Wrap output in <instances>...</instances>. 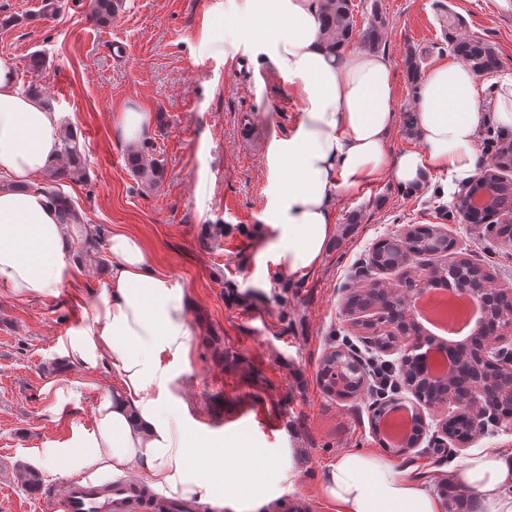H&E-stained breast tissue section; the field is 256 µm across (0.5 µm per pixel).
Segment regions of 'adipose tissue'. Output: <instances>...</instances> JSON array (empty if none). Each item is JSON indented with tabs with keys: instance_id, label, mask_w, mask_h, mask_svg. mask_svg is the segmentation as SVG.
Returning a JSON list of instances; mask_svg holds the SVG:
<instances>
[{
	"instance_id": "ef3b65f1",
	"label": "adipose tissue",
	"mask_w": 512,
	"mask_h": 512,
	"mask_svg": "<svg viewBox=\"0 0 512 512\" xmlns=\"http://www.w3.org/2000/svg\"><path fill=\"white\" fill-rule=\"evenodd\" d=\"M265 53L300 103L296 121L273 134L268 157L281 181L267 221L269 247L286 275L318 267L336 234L339 191L380 178L424 187L431 174L464 178L479 169V130L512 133V80L502 82L493 113L483 112L476 74L462 61L425 76L412 112L418 148L390 155L398 121L392 63L382 52L331 49L319 26V0H247ZM60 115L21 94L14 66L0 58V288L41 300L74 285L79 262L66 225L36 183L60 150ZM107 285L90 304L71 343L73 358L106 363L112 393L95 411V429L69 451L64 472L140 470L173 496H219V471L240 472L250 448L217 460L180 395L190 370L191 331L185 289L156 267L143 240L113 232ZM436 466L398 467L359 450L337 456L322 495L330 512H447V492L471 498L474 512H512V449L477 451L448 467L444 489Z\"/></svg>"
}]
</instances>
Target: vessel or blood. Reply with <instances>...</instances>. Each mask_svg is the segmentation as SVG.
<instances>
[{"mask_svg": "<svg viewBox=\"0 0 512 512\" xmlns=\"http://www.w3.org/2000/svg\"><path fill=\"white\" fill-rule=\"evenodd\" d=\"M51 512H195L194 503L183 500L140 497L132 481L102 480L92 474L71 477L62 494L49 499Z\"/></svg>", "mask_w": 512, "mask_h": 512, "instance_id": "vessel-or-blood-1", "label": "vessel or blood"}]
</instances>
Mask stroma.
I'll list each match as a JSON object with an SVG mask.
<instances>
[{"instance_id":"35a3bbf8","label":"stroma","mask_w":512,"mask_h":512,"mask_svg":"<svg viewBox=\"0 0 512 512\" xmlns=\"http://www.w3.org/2000/svg\"><path fill=\"white\" fill-rule=\"evenodd\" d=\"M382 7L381 50L392 62L397 112L413 103L408 47L419 50L427 71L452 59L445 7L503 62L480 79L483 109L493 111L498 85L512 77V7L499 0H382ZM245 9V0H126L101 26L89 18L88 0H0V19L14 20L0 26V57L12 60L20 86L42 88L86 151L85 177L64 180V192L85 223L141 237L155 265L188 292L191 415L246 447L272 449L256 487L269 499L266 512H328L321 479L349 449L390 455L401 466H439L475 450L512 448V423L501 420L468 448L424 441L394 456L374 432L369 392L341 399L323 390L327 352L341 344L365 350L343 313L349 289L397 280L371 267L377 241L412 224L440 226L458 257L499 284L512 283V242L491 243L474 225L457 223L452 202L465 180L436 172L428 187L412 191L379 179L338 193L337 236L316 269L281 273L264 236L279 188L267 153L299 104L271 64L250 63ZM217 39L223 51L213 49ZM38 50L46 61L36 72L29 57ZM132 105L148 112L146 134L165 167L151 187L125 163L129 144L119 126ZM80 279L79 288L42 300L0 289V512H46L44 492L65 483L54 468L91 434L95 408L112 392L105 366L65 355L106 272L84 263ZM24 465L39 472V488L24 485Z\"/></svg>"}]
</instances>
